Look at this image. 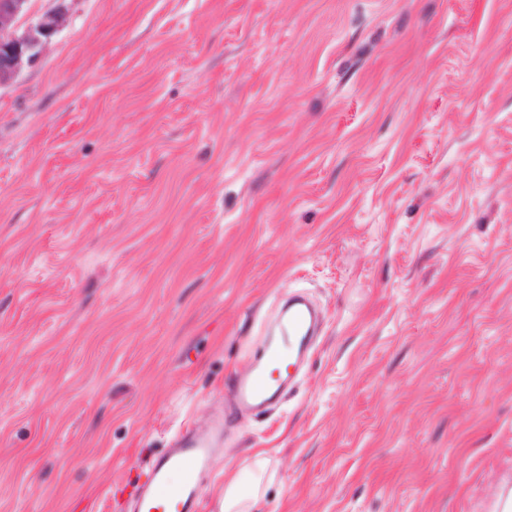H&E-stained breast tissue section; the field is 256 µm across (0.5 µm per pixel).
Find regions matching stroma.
Masks as SVG:
<instances>
[{
    "instance_id": "35a3bbf8",
    "label": "stroma",
    "mask_w": 512,
    "mask_h": 512,
    "mask_svg": "<svg viewBox=\"0 0 512 512\" xmlns=\"http://www.w3.org/2000/svg\"><path fill=\"white\" fill-rule=\"evenodd\" d=\"M0 85V512H132L278 307L324 325L233 418L255 512L512 492V0H29ZM28 0L0 1V84L32 62L60 27L63 14H48L33 27L18 32L16 22L27 11Z\"/></svg>"
}]
</instances>
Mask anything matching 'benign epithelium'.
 Instances as JSON below:
<instances>
[{"mask_svg":"<svg viewBox=\"0 0 512 512\" xmlns=\"http://www.w3.org/2000/svg\"><path fill=\"white\" fill-rule=\"evenodd\" d=\"M27 3L28 0H0V83L32 62L62 23V14H48L33 27L18 31L16 22L26 13Z\"/></svg>","mask_w":512,"mask_h":512,"instance_id":"1","label":"benign epithelium"}]
</instances>
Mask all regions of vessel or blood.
Returning a JSON list of instances; mask_svg holds the SVG:
<instances>
[{"instance_id":"1","label":"vessel or blood","mask_w":512,"mask_h":512,"mask_svg":"<svg viewBox=\"0 0 512 512\" xmlns=\"http://www.w3.org/2000/svg\"><path fill=\"white\" fill-rule=\"evenodd\" d=\"M280 327V344L266 346L249 373L232 375L229 392L237 405L271 404L288 383L317 329L311 304L301 297L289 300L281 310ZM209 460V441L197 438L192 429H183L172 451L150 463L138 495L140 512H199L197 473Z\"/></svg>"}]
</instances>
